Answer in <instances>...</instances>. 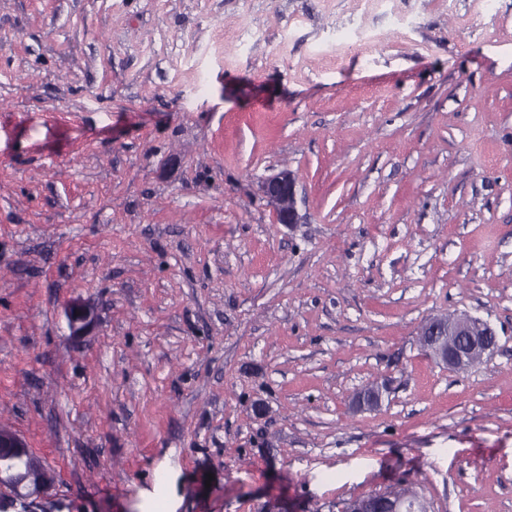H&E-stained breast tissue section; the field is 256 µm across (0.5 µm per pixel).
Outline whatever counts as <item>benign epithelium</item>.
<instances>
[{
	"mask_svg": "<svg viewBox=\"0 0 512 512\" xmlns=\"http://www.w3.org/2000/svg\"><path fill=\"white\" fill-rule=\"evenodd\" d=\"M258 192L269 202L279 224L299 223L296 207V181L282 170L259 181ZM424 347L454 371H464L490 354L497 343L489 323L466 312L431 319L424 327ZM379 389L370 385L359 391L355 405L373 408L379 404ZM54 485L53 471L34 458L26 442L16 433L0 427V492L16 499L46 495ZM406 498L377 504L368 499L352 503L349 512H406ZM412 512H429L421 498L413 500Z\"/></svg>",
	"mask_w": 512,
	"mask_h": 512,
	"instance_id": "benign-epithelium-1",
	"label": "benign epithelium"
}]
</instances>
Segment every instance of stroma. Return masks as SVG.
Returning <instances> with one entry per match:
<instances>
[{"instance_id":"35a3bbf8","label":"stroma","mask_w":512,"mask_h":512,"mask_svg":"<svg viewBox=\"0 0 512 512\" xmlns=\"http://www.w3.org/2000/svg\"><path fill=\"white\" fill-rule=\"evenodd\" d=\"M0 426L25 512H512V0H0ZM258 192L269 202L276 215L277 223H299L296 207V181L287 169L259 181ZM424 347L454 371H464L489 355L496 333L483 319L462 312L431 319L422 331ZM53 471L34 458L26 442L0 427V492L15 499L47 495L54 485ZM406 497L396 500L392 497L383 504H377L368 499H358L356 502L352 503L351 509L348 512H404L407 511L408 504Z\"/></svg>"}]
</instances>
